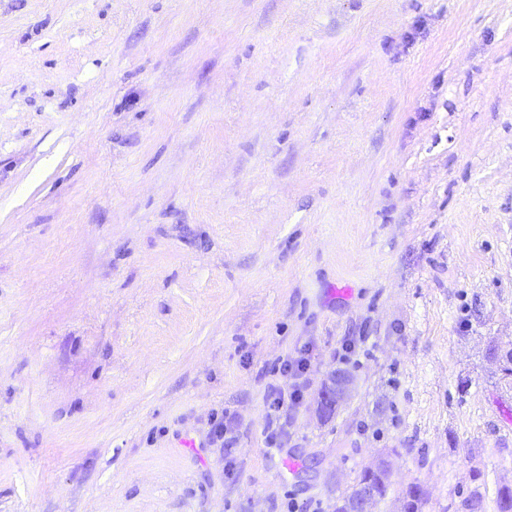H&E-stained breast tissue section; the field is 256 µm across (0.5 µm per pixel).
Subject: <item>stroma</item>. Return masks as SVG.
Returning a JSON list of instances; mask_svg holds the SVG:
<instances>
[{
    "label": "stroma",
    "instance_id": "1",
    "mask_svg": "<svg viewBox=\"0 0 512 512\" xmlns=\"http://www.w3.org/2000/svg\"><path fill=\"white\" fill-rule=\"evenodd\" d=\"M493 342L512 0H0V512H333L383 455L373 512L413 485L498 512ZM304 346L272 451L266 390ZM309 355L308 348H301L296 354L287 355L279 361L278 372L288 376L291 383L287 390L275 384H271L267 389V413L263 430L266 448H281L287 441L288 421L308 390ZM351 385V379L348 375L337 374L333 376L329 383L325 384L320 396L319 409L323 414L328 413L330 409L336 410L339 403L347 396ZM210 425L211 428L208 434L209 443L216 445L218 442H221V446H224V450L226 449L228 453L231 452L232 445L235 441V417L224 411L221 417H218V414L213 415L210 420ZM227 435L230 436L226 437Z\"/></svg>",
    "mask_w": 512,
    "mask_h": 512
}]
</instances>
